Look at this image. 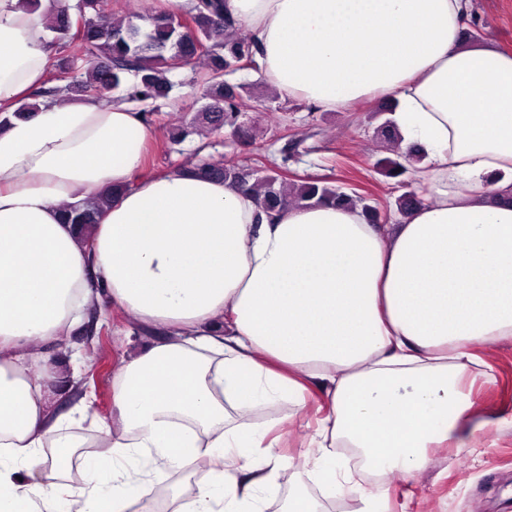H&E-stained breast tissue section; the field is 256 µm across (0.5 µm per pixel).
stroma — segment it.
Returning a JSON list of instances; mask_svg holds the SVG:
<instances>
[{"mask_svg": "<svg viewBox=\"0 0 512 512\" xmlns=\"http://www.w3.org/2000/svg\"><path fill=\"white\" fill-rule=\"evenodd\" d=\"M469 11L476 21L479 40L512 50V0H470ZM189 76L186 69L175 74L178 103L163 107L151 121L154 137L141 177L171 172L194 161L200 152L221 163L261 155L284 156L291 174L329 176L334 183L355 186L357 192L390 203L401 195L393 179L374 166L377 158L387 154V144L378 133L386 119L378 99L327 111L292 100L281 109L271 101L268 84L251 70L229 74L226 80L251 89L245 112L259 132L256 142L247 145L225 132L209 138L193 135L174 152H167L169 124L193 115L197 109V96L187 84ZM135 326L133 317L117 306L90 307L71 336L49 348L46 363L35 365L38 374L48 364L57 369L53 410L58 415L67 414L72 406L73 375L88 378L86 392L96 405L84 420L73 424L74 432L89 438L111 420L112 377L92 375L91 369L103 354L116 362L123 360L124 332ZM482 357L486 362L484 373L476 377L471 391L483 412L494 418V425L478 433L469 447L431 450L425 467L411 479L397 473L388 476L390 512H501V503L512 498V340L491 343ZM322 402V396L315 392L306 408L284 402L275 410L257 408L255 415L264 422L274 418L300 421V428L289 436L282 450L284 456L296 457L308 450L316 435V408ZM210 479L209 470L199 462L181 470H166L153 482L149 505L154 512H177ZM297 489L315 498L320 495L307 469L283 468L278 492L269 499L265 512H285Z\"/></svg>", "mask_w": 512, "mask_h": 512, "instance_id": "35a3bbf8", "label": "stroma"}]
</instances>
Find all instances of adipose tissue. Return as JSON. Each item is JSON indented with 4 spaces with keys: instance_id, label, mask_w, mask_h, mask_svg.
Masks as SVG:
<instances>
[{
    "instance_id": "1",
    "label": "adipose tissue",
    "mask_w": 512,
    "mask_h": 512,
    "mask_svg": "<svg viewBox=\"0 0 512 512\" xmlns=\"http://www.w3.org/2000/svg\"><path fill=\"white\" fill-rule=\"evenodd\" d=\"M0 0V112L49 79L45 14ZM282 99L324 110L389 97L425 192L393 223L358 207L266 215L228 183L140 178L145 115L95 97L45 101L0 130V512H127L152 474L209 463L185 512H264L281 420L255 406L327 405L313 456L329 495L354 488L335 442L413 476L432 448L489 426L464 385L487 343L512 339V52L465 34L468 0H224ZM468 183L466 193L456 192ZM112 190L97 224L65 223ZM112 302L141 339L112 377L96 454L59 477L44 447L78 448L30 366ZM237 418L227 424L226 411Z\"/></svg>"
}]
</instances>
